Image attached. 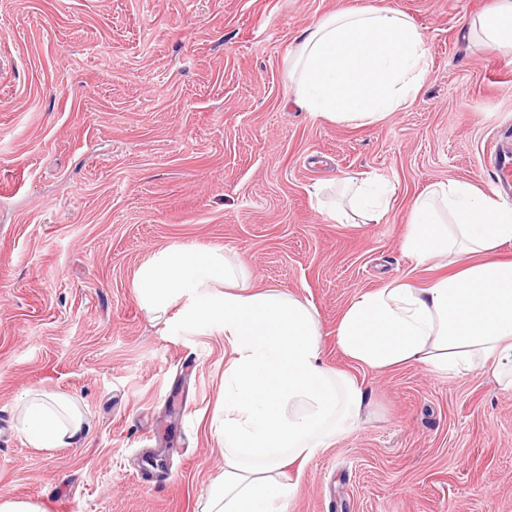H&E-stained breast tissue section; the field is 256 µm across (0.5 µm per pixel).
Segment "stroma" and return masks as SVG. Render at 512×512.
<instances>
[{
    "mask_svg": "<svg viewBox=\"0 0 512 512\" xmlns=\"http://www.w3.org/2000/svg\"><path fill=\"white\" fill-rule=\"evenodd\" d=\"M489 0H0V495L45 512H201L223 471L228 344L161 317L134 288L170 246L235 256L309 300L326 362L371 414L301 474L287 512H512V390L489 370L351 367L336 322L358 293L440 270L401 247L413 200L451 180L493 189L512 140V53L466 38ZM391 8L422 32L429 75L380 122L299 108L288 53L331 12ZM391 207L338 223L343 180ZM322 185L313 197V185ZM31 389L63 394L85 433L25 441Z\"/></svg>",
    "mask_w": 512,
    "mask_h": 512,
    "instance_id": "35a3bbf8",
    "label": "stroma"
}]
</instances>
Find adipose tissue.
<instances>
[{"label":"adipose tissue","mask_w":512,"mask_h":512,"mask_svg":"<svg viewBox=\"0 0 512 512\" xmlns=\"http://www.w3.org/2000/svg\"><path fill=\"white\" fill-rule=\"evenodd\" d=\"M487 48L512 49V0H491L481 19ZM429 74L422 33L403 13L351 9L319 20L290 58L297 103L331 122L366 124L411 101ZM351 193L331 219L380 223L390 199L377 178H348ZM512 241V206L496 192L448 181L413 202L402 248L417 264L450 262L452 274L427 286L393 279L358 293L336 323L337 350L355 366L384 372L418 364L464 375L491 367L512 389V260L490 254ZM251 273L216 250L171 246L137 271V298L152 314L188 295L191 316L224 330L232 357L224 371L220 438L224 471L202 512H285L304 465L356 428L368 408L364 386L331 368L313 305L276 288L254 290ZM28 444L65 448L84 431L64 396L26 402Z\"/></svg>","instance_id":"obj_1"}]
</instances>
